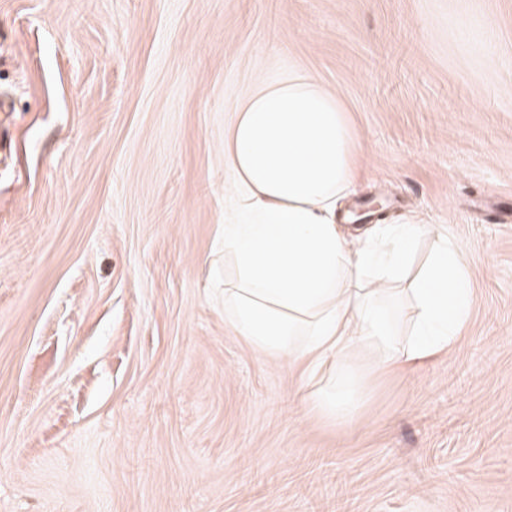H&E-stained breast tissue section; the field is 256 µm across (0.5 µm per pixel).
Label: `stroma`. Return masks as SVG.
I'll use <instances>...</instances> for the list:
<instances>
[{"instance_id": "35a3bbf8", "label": "stroma", "mask_w": 512, "mask_h": 512, "mask_svg": "<svg viewBox=\"0 0 512 512\" xmlns=\"http://www.w3.org/2000/svg\"><path fill=\"white\" fill-rule=\"evenodd\" d=\"M300 71L367 223L461 247L447 354L348 423L224 320V128ZM0 512H512V0H0Z\"/></svg>"}]
</instances>
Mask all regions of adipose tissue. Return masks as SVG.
Instances as JSON below:
<instances>
[{
  "label": "adipose tissue",
  "instance_id": "ef3b65f1",
  "mask_svg": "<svg viewBox=\"0 0 512 512\" xmlns=\"http://www.w3.org/2000/svg\"><path fill=\"white\" fill-rule=\"evenodd\" d=\"M353 132L338 98L303 72L253 87L224 129V161L242 193L224 224V318L260 356L295 363L309 410L342 423L356 413L367 374L355 346L385 368L407 370L447 352L471 313L466 260L446 232L403 288L397 319L383 297L399 281L423 223L369 224L357 235L336 222L355 181Z\"/></svg>",
  "mask_w": 512,
  "mask_h": 512
}]
</instances>
